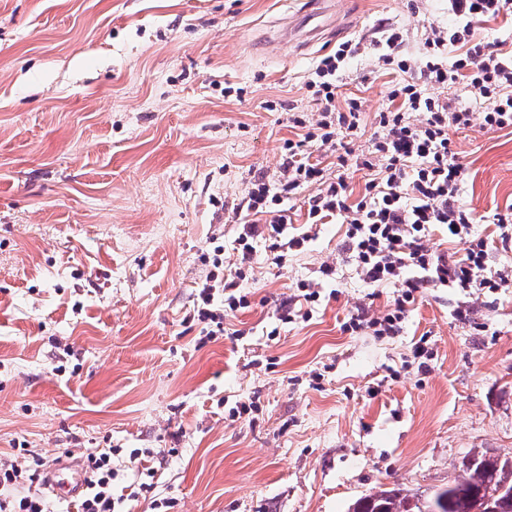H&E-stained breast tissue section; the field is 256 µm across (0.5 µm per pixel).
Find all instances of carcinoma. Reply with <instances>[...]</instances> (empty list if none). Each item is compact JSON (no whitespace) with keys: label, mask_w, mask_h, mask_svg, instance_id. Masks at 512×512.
I'll list each match as a JSON object with an SVG mask.
<instances>
[{"label":"carcinoma","mask_w":512,"mask_h":512,"mask_svg":"<svg viewBox=\"0 0 512 512\" xmlns=\"http://www.w3.org/2000/svg\"><path fill=\"white\" fill-rule=\"evenodd\" d=\"M512 456H490L488 450L465 456L448 486L421 498L395 485L365 494L352 504L353 512H487L493 499L495 512H512Z\"/></svg>","instance_id":"carcinoma-1"}]
</instances>
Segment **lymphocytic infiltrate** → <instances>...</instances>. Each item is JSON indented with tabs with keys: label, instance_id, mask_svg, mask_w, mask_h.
<instances>
[{
	"label": "lymphocytic infiltrate",
	"instance_id": "f902f5d3",
	"mask_svg": "<svg viewBox=\"0 0 512 512\" xmlns=\"http://www.w3.org/2000/svg\"><path fill=\"white\" fill-rule=\"evenodd\" d=\"M448 7L454 24L431 29L420 57L404 53L399 28L383 30L376 42L383 64L391 66L395 78L390 104L379 114L381 133L374 149L356 159L358 166L378 171L359 199H352L345 179L326 180L306 150L310 142L339 146L343 132L358 128L357 100H347L345 110L340 111L336 97L346 62L358 55L359 44H341L310 73L307 86L320 101L319 119L303 140L286 142L277 182L255 180L245 197L243 206L252 222L238 238L241 267L225 278L223 286L206 283L197 294L194 315L199 323L210 326L212 335L223 334L225 312L247 304L237 288L247 277L246 265L255 251L252 240L262 228L277 249L298 252L315 238L316 225L334 219L346 224L344 248L360 279L373 286L398 288L393 303L380 316L351 315L343 324L351 334L369 330L376 336L399 335L418 293L426 288H452L469 295L512 288V271H494L488 266L491 242L512 244V212L493 214L494 239H476L472 236L474 212L460 196L465 168L448 131L469 128L476 116L430 93L434 86L465 83L471 96L485 105L478 116L485 128H512V49H506L504 40L475 36L476 23L512 18V0H448ZM415 112L420 113V120H412ZM309 183L318 184L320 192L308 209V231L295 235L288 230L283 203ZM436 228L462 243L460 255L429 246ZM86 459L90 483L76 512H117L120 502L113 486L118 473L112 467L111 452L90 453Z\"/></svg>",
	"mask_w": 512,
	"mask_h": 512
}]
</instances>
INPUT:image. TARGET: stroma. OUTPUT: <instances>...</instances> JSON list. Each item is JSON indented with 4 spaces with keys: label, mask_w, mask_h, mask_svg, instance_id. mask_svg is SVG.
I'll return each instance as SVG.
<instances>
[{
    "label": "stroma",
    "mask_w": 512,
    "mask_h": 512,
    "mask_svg": "<svg viewBox=\"0 0 512 512\" xmlns=\"http://www.w3.org/2000/svg\"><path fill=\"white\" fill-rule=\"evenodd\" d=\"M304 2L0 0L1 460L112 450L126 512H347L381 487H446L472 449L512 456V291L463 323L462 294L428 290L400 335L349 334L394 289L358 279L335 223L282 264L255 240L225 335L190 319L214 255L239 262L253 180L276 181L301 137L289 115L319 117L316 64L392 26L418 55L455 21L448 0H335L319 39L278 45ZM377 57L349 59L336 100L361 101L359 154L391 88ZM449 136L475 215L511 207L512 130ZM303 280L322 285L309 319L278 322ZM247 398L257 411L231 419Z\"/></svg>",
    "instance_id": "stroma-1"
}]
</instances>
